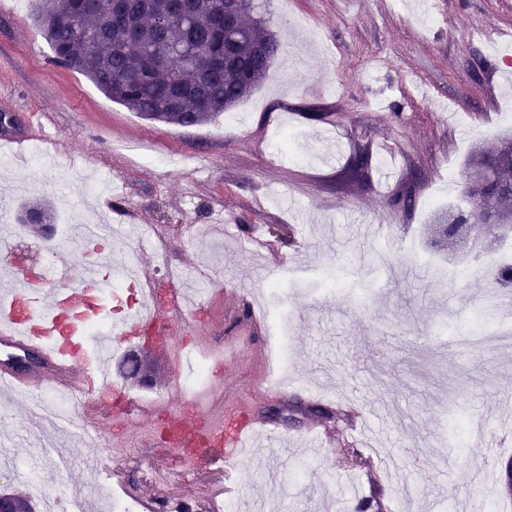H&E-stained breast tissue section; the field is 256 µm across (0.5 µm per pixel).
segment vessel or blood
<instances>
[{
	"label": "vessel or blood",
	"mask_w": 512,
	"mask_h": 512,
	"mask_svg": "<svg viewBox=\"0 0 512 512\" xmlns=\"http://www.w3.org/2000/svg\"><path fill=\"white\" fill-rule=\"evenodd\" d=\"M124 231L120 224L89 220L77 225L76 237L88 244ZM73 259L71 250L58 252L59 287H44L38 272L24 269L18 273L20 290L0 295V385L38 402L44 392L43 380H51L54 388L66 391L74 406L90 416L99 407L98 392L109 385L102 366L111 360L115 342L126 340L140 324L157 323L158 318L149 308L106 316L109 278L93 267L74 269ZM159 297L170 316L186 312L187 298L180 282H167ZM104 319L110 322L107 334L90 337L91 324ZM32 352L43 358L46 369L19 371L15 360ZM259 432L270 441L282 435L279 428L256 420L242 423L234 415L217 423L205 414L189 421L175 413L170 417L168 443L179 448L188 461L220 465L227 459L246 458Z\"/></svg>",
	"instance_id": "vessel-or-blood-1"
}]
</instances>
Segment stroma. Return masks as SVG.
Masks as SVG:
<instances>
[{
  "instance_id": "35a3bbf8",
  "label": "stroma",
  "mask_w": 512,
  "mask_h": 512,
  "mask_svg": "<svg viewBox=\"0 0 512 512\" xmlns=\"http://www.w3.org/2000/svg\"><path fill=\"white\" fill-rule=\"evenodd\" d=\"M288 69L267 78L215 121L192 127L139 118L85 76L48 64L34 0H0V96L12 98L20 134L43 160L0 163V210L43 206L50 224H21L9 249L55 282L60 244L51 225L80 201L111 224L135 226L107 243L113 266L163 252L192 295L214 300L167 319L150 386L113 373L126 398L187 409L182 345L210 354L240 323L246 303L288 310V381L281 396L258 387L251 350L212 367L216 411L266 419L298 401L330 417L282 425L252 460L198 467L163 443L145 446L161 414L120 432L108 414L83 430L73 464L48 468L33 453L37 425L22 398L0 395V488L30 494L32 479L63 496L80 487L110 503L157 501L158 512H354L373 487L386 512H512L501 466L512 460V347L470 349L475 315L512 321V284L495 285L508 243L492 234L434 250L431 226L470 212L461 194L471 159L512 135V0H267ZM54 122L40 127L43 113ZM236 222L219 233L218 211ZM382 224L386 239L361 238ZM267 242L258 255L254 233ZM299 270L270 291L271 265ZM338 280L327 290L317 268ZM125 445L113 447L114 434ZM359 444L363 463L340 466Z\"/></svg>"
}]
</instances>
